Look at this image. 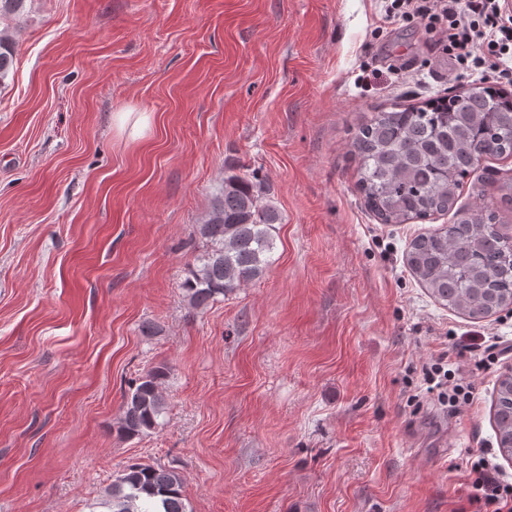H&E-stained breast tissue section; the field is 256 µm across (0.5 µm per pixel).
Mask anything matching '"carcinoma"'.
I'll return each mask as SVG.
<instances>
[{
	"label": "carcinoma",
	"mask_w": 512,
	"mask_h": 512,
	"mask_svg": "<svg viewBox=\"0 0 512 512\" xmlns=\"http://www.w3.org/2000/svg\"><path fill=\"white\" fill-rule=\"evenodd\" d=\"M14 55L0 29V84ZM357 184L384 224L453 212L454 221L413 238L405 252L409 272L437 301L471 319L512 306V235L497 209L458 208L466 177L487 159L512 155V94L489 83L420 106L380 110L352 138ZM267 189L247 176H224L213 208L195 233L206 249L181 282L189 306L203 310L219 297L260 278L273 263L274 225L280 216ZM164 367L133 382L124 395L120 432L128 438L161 426ZM494 424L501 453L512 455V379L498 381ZM97 506L108 512H190L180 472L135 463L104 490Z\"/></svg>",
	"instance_id": "carcinoma-1"
}]
</instances>
